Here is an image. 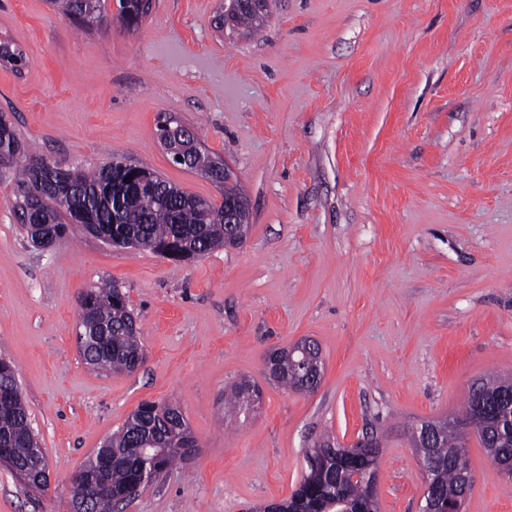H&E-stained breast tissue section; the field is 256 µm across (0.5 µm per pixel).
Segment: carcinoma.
<instances>
[{
	"label": "carcinoma",
	"mask_w": 512,
	"mask_h": 512,
	"mask_svg": "<svg viewBox=\"0 0 512 512\" xmlns=\"http://www.w3.org/2000/svg\"><path fill=\"white\" fill-rule=\"evenodd\" d=\"M53 7L81 27L97 24L106 14L105 0H51ZM117 15L131 30L142 22L133 0H118ZM227 23L257 32L264 21L248 8L228 15ZM28 56L7 41H0V65L17 73L29 66ZM191 169L207 174L218 158L201 147L191 156ZM49 159L21 143L11 122L0 117V178L17 185L14 209L27 235L37 245L61 237L68 225L80 224L108 244L153 252L172 247L183 261L198 253L208 254L224 246L227 231L224 205L191 195L162 179L154 171L129 177L121 163L94 170L51 167ZM87 314L79 317L80 332L93 341L80 349L84 361L97 369L131 373L143 363L140 331L127 296L114 284L92 288ZM303 355L299 352L277 360L280 386L303 391L297 374ZM512 392V375L478 379L469 391L463 417L439 419L434 447L423 463L430 480L454 504L461 485V471L468 465L461 425H471L479 443L502 471H512V407L495 414L502 394ZM255 393L247 381L231 385L224 398L230 410L242 407L245 396ZM192 436L180 408L172 403H143L122 429L111 435L115 458L105 469L110 492L98 494L90 512H115L128 501L125 492L146 479L156 480L175 463L187 458L180 449L183 436ZM0 441L12 448L16 463H32L38 442L18 384L17 372L8 363L0 365ZM380 450L359 448L350 455H336L331 439L320 440L306 451L307 470L290 499L267 508L282 512H379L378 498L368 492L366 479L377 475Z\"/></svg>",
	"instance_id": "cac0c4a2"
}]
</instances>
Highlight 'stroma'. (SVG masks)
Masks as SVG:
<instances>
[{
  "mask_svg": "<svg viewBox=\"0 0 512 512\" xmlns=\"http://www.w3.org/2000/svg\"><path fill=\"white\" fill-rule=\"evenodd\" d=\"M221 0H152L133 31L80 29L49 0H0V113L66 166L129 161L212 202L223 188L173 163L170 113L235 171L242 245L179 263L115 249L74 224L29 242L0 181V359L14 365L50 467L39 491L0 466V512H68L69 479L145 401L176 403L189 460L123 512H252L288 498L307 448L376 432L380 512H419L411 433L459 418L473 382L512 372V0H270L260 32L218 24ZM127 296L145 360L84 363L80 291ZM309 338L312 394L264 357ZM261 390L224 413V391ZM464 512H512V482L467 443ZM28 56L7 41H0V65L17 73L23 72L29 66Z\"/></svg>",
  "mask_w": 512,
  "mask_h": 512,
  "instance_id": "stroma-1",
  "label": "stroma"
}]
</instances>
